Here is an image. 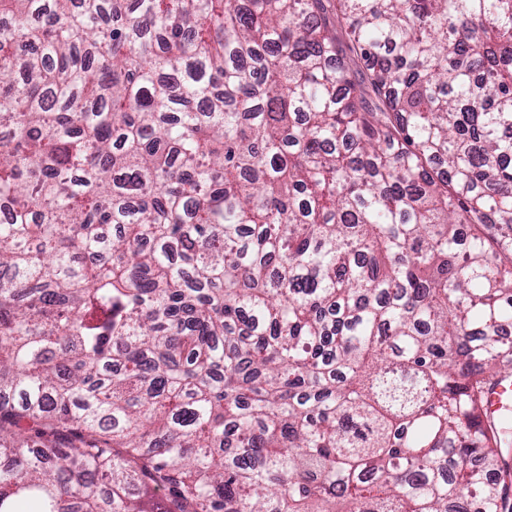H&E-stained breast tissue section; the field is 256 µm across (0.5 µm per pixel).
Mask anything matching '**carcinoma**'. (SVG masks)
Instances as JSON below:
<instances>
[{
  "label": "carcinoma",
  "mask_w": 512,
  "mask_h": 512,
  "mask_svg": "<svg viewBox=\"0 0 512 512\" xmlns=\"http://www.w3.org/2000/svg\"><path fill=\"white\" fill-rule=\"evenodd\" d=\"M0 208V512H512V0H0ZM485 408L487 420L494 423L505 413H512V380L500 381L486 389Z\"/></svg>",
  "instance_id": "obj_1"
}]
</instances>
